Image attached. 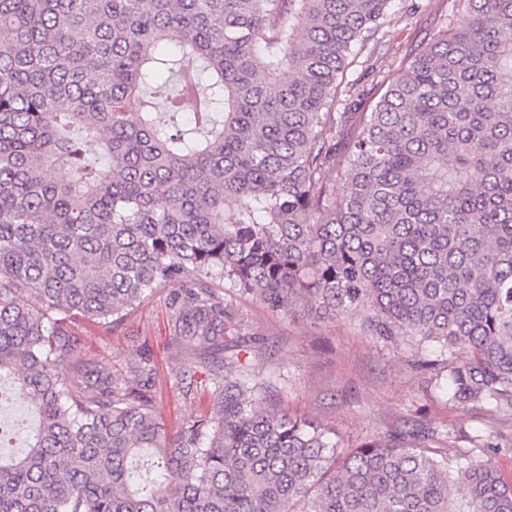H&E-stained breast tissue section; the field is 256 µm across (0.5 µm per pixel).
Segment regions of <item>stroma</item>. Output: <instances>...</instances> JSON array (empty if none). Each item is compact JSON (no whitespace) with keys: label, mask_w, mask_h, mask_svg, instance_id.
Instances as JSON below:
<instances>
[{"label":"stroma","mask_w":512,"mask_h":512,"mask_svg":"<svg viewBox=\"0 0 512 512\" xmlns=\"http://www.w3.org/2000/svg\"><path fill=\"white\" fill-rule=\"evenodd\" d=\"M450 0H395L384 28L389 58L432 36ZM178 289H158L115 326L74 320L87 353L108 355L116 371L139 362L157 370L155 404L169 430L203 413L209 393L194 374L192 352L174 342L172 300ZM224 301L241 323L255 362L270 380L268 403L336 425L346 446L376 434L423 426L467 434L487 429L512 439V412L448 401L429 374L406 354L367 336L360 315L333 320L293 317L269 311L255 298L225 289Z\"/></svg>","instance_id":"obj_1"}]
</instances>
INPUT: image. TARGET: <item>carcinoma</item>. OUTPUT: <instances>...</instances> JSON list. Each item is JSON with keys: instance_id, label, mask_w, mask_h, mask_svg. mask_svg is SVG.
<instances>
[{"instance_id": "1", "label": "carcinoma", "mask_w": 512, "mask_h": 512, "mask_svg": "<svg viewBox=\"0 0 512 512\" xmlns=\"http://www.w3.org/2000/svg\"><path fill=\"white\" fill-rule=\"evenodd\" d=\"M393 2L0 0V405L17 387L39 417L0 454V512H512L483 429L345 448L261 405L224 306L227 283L359 313L435 354L448 401L512 410V0H451L358 92ZM169 285L172 338L224 352L174 433L153 368L114 377L71 321ZM368 60V61H367ZM374 61V58L370 60L369 58V50L365 49V51H360L359 57L357 59V63L351 67L347 72V80H356L359 86L362 88H370L372 84H374L377 80H380L382 73H379V69L381 68L382 72H387V67L382 65L386 63H376L373 66H370Z\"/></svg>"}]
</instances>
